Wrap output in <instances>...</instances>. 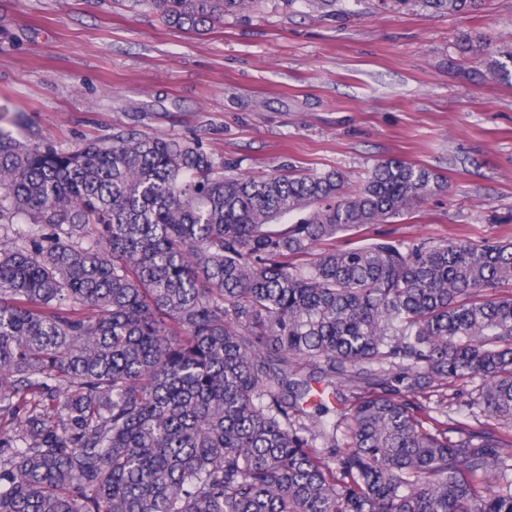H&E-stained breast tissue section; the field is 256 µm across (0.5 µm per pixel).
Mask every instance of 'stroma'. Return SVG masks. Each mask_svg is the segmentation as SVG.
Masks as SVG:
<instances>
[{
	"label": "stroma",
	"instance_id": "35a3bbf8",
	"mask_svg": "<svg viewBox=\"0 0 512 512\" xmlns=\"http://www.w3.org/2000/svg\"><path fill=\"white\" fill-rule=\"evenodd\" d=\"M0 129L67 148L132 127L200 139L263 175L427 168L441 191L367 236L512 242V0L466 14L424 0H264L205 33L127 0H0Z\"/></svg>",
	"mask_w": 512,
	"mask_h": 512
}]
</instances>
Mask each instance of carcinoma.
Returning a JSON list of instances; mask_svg holds the SVG:
<instances>
[{
	"label": "carcinoma",
	"instance_id": "cac0c4a2",
	"mask_svg": "<svg viewBox=\"0 0 512 512\" xmlns=\"http://www.w3.org/2000/svg\"><path fill=\"white\" fill-rule=\"evenodd\" d=\"M130 2L201 32L262 0ZM442 188L1 130L0 512H512V434L419 402L475 382L470 416L512 419V243L337 244Z\"/></svg>",
	"mask_w": 512,
	"mask_h": 512
}]
</instances>
